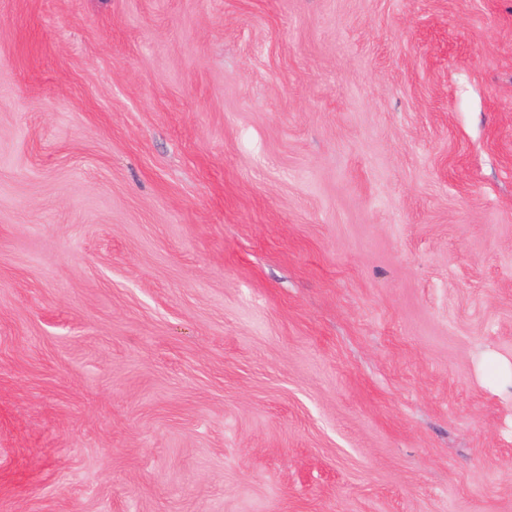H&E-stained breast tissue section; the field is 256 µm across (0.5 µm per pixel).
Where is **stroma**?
Listing matches in <instances>:
<instances>
[{"label": "stroma", "mask_w": 512, "mask_h": 512, "mask_svg": "<svg viewBox=\"0 0 512 512\" xmlns=\"http://www.w3.org/2000/svg\"><path fill=\"white\" fill-rule=\"evenodd\" d=\"M512 0H0V512H512Z\"/></svg>", "instance_id": "obj_1"}]
</instances>
